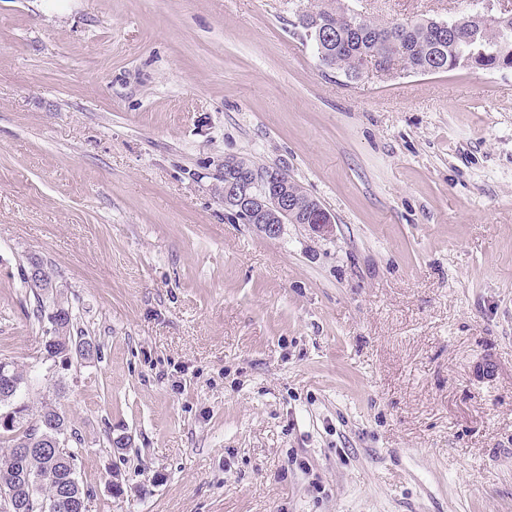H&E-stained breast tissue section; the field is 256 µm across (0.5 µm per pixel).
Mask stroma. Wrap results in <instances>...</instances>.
Here are the masks:
<instances>
[{"label": "stroma", "mask_w": 512, "mask_h": 512, "mask_svg": "<svg viewBox=\"0 0 512 512\" xmlns=\"http://www.w3.org/2000/svg\"><path fill=\"white\" fill-rule=\"evenodd\" d=\"M307 4L0 0V360L86 512H512V71L349 79ZM233 156L332 231L227 215ZM33 256L98 357L48 372Z\"/></svg>", "instance_id": "stroma-1"}]
</instances>
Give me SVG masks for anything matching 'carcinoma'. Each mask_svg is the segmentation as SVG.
Returning a JSON list of instances; mask_svg holds the SVG:
<instances>
[{
    "mask_svg": "<svg viewBox=\"0 0 512 512\" xmlns=\"http://www.w3.org/2000/svg\"><path fill=\"white\" fill-rule=\"evenodd\" d=\"M343 14L341 0H314L299 13V26L314 34L325 20ZM454 21L469 32V41L460 40L457 33L440 27V21L431 18L379 22L364 17L355 26L342 22L336 26V38L318 42V60L348 78L357 76L358 65L375 56H385L400 65V70L415 74L500 69L505 65L512 68V17L495 18L475 12ZM49 320L51 335L45 337L43 354L62 361L78 347L83 349L82 357L100 353L98 343L74 335L77 323L69 301L54 302ZM14 406V426L0 427V512H15L9 497L14 487L26 503L25 512H73L72 500L84 499L88 494L83 485L70 481L72 471L77 469L79 449L67 445L51 448L31 456L24 468L16 457L22 442L35 437L43 417L50 414L60 425L70 428L66 412L46 401L34 411L18 390L0 398V415Z\"/></svg>",
    "mask_w": 512,
    "mask_h": 512,
    "instance_id": "cac0c4a2",
    "label": "carcinoma"
}]
</instances>
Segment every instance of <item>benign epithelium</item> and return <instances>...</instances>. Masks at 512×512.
Returning a JSON list of instances; mask_svg holds the SVG:
<instances>
[{
	"mask_svg": "<svg viewBox=\"0 0 512 512\" xmlns=\"http://www.w3.org/2000/svg\"><path fill=\"white\" fill-rule=\"evenodd\" d=\"M224 198L229 202L227 209L234 214L246 215L249 223L255 225L268 236L279 233L284 224L298 223L303 210L316 215L311 224L314 231H329L335 223L334 217L316 200L302 203L288 188V177L284 169L268 166L258 175L246 163L238 158L224 159ZM46 433L35 443L46 448L66 443L68 432L64 428H54V424H45Z\"/></svg>",
	"mask_w": 512,
	"mask_h": 512,
	"instance_id": "7a95c632",
	"label": "benign epithelium"
}]
</instances>
